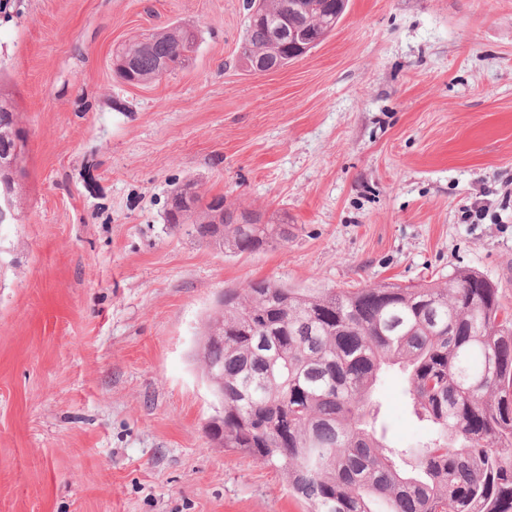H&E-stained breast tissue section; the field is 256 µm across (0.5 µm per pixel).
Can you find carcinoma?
<instances>
[{"mask_svg":"<svg viewBox=\"0 0 512 512\" xmlns=\"http://www.w3.org/2000/svg\"><path fill=\"white\" fill-rule=\"evenodd\" d=\"M260 0L321 44L342 15L336 0ZM196 35L181 26L120 45L113 61L129 83L174 71ZM292 61L288 37L247 16L238 63ZM23 132L0 81V164ZM165 223L244 254L288 243L282 224H240L222 195L172 184ZM199 355L215 379L211 435L277 469L308 512H512V309L483 275L445 281L312 291L271 279L224 290L203 326ZM405 372L404 396L429 437L390 443L380 416L386 371Z\"/></svg>","mask_w":512,"mask_h":512,"instance_id":"1","label":"carcinoma"}]
</instances>
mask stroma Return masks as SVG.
Wrapping results in <instances>:
<instances>
[{"label": "stroma", "instance_id": "1", "mask_svg": "<svg viewBox=\"0 0 512 512\" xmlns=\"http://www.w3.org/2000/svg\"><path fill=\"white\" fill-rule=\"evenodd\" d=\"M245 0H11L0 74L27 132L0 224V512H307L277 470L210 436L196 358L224 289L445 280L512 307V0H349L286 67L237 64ZM180 25L159 80L112 52ZM194 180L286 246L228 256L163 221ZM485 210L462 221L472 205ZM381 386L394 441L428 427Z\"/></svg>", "mask_w": 512, "mask_h": 512}]
</instances>
